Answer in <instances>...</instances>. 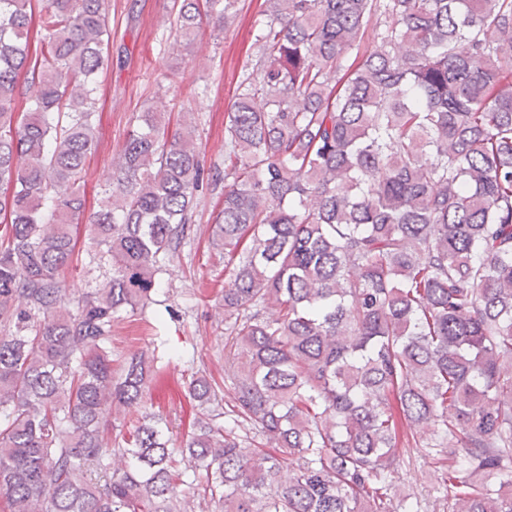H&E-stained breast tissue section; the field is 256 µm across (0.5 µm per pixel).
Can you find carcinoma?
<instances>
[{
    "label": "carcinoma",
    "instance_id": "obj_1",
    "mask_svg": "<svg viewBox=\"0 0 512 512\" xmlns=\"http://www.w3.org/2000/svg\"><path fill=\"white\" fill-rule=\"evenodd\" d=\"M238 4L182 0L177 31ZM265 6L224 171L188 113L137 116L85 225L112 273L71 302L108 0H0L3 512H397L411 430L433 512H512V0ZM221 181L232 400L193 373L176 444L145 411L157 357L112 358V322ZM411 465L402 467L399 474L393 481L391 496L395 505L402 504L410 506L413 499L417 496L423 502H433L440 495L438 482L434 476L433 456L428 455L426 448H410Z\"/></svg>",
    "mask_w": 512,
    "mask_h": 512
}]
</instances>
